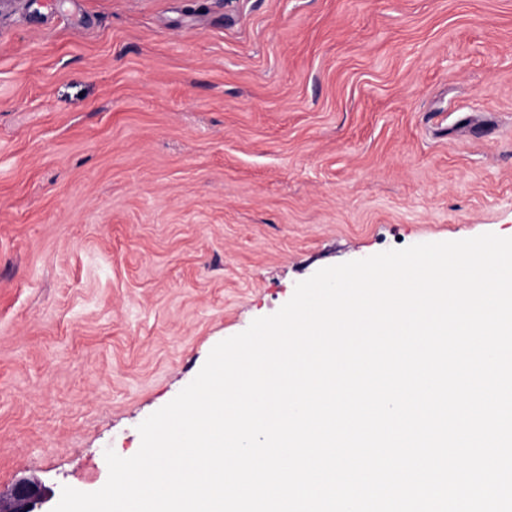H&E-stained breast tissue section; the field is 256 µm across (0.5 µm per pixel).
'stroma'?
<instances>
[{"label": "stroma", "instance_id": "obj_1", "mask_svg": "<svg viewBox=\"0 0 512 512\" xmlns=\"http://www.w3.org/2000/svg\"><path fill=\"white\" fill-rule=\"evenodd\" d=\"M512 237V0H0V493L108 480L318 270Z\"/></svg>", "mask_w": 512, "mask_h": 512}]
</instances>
